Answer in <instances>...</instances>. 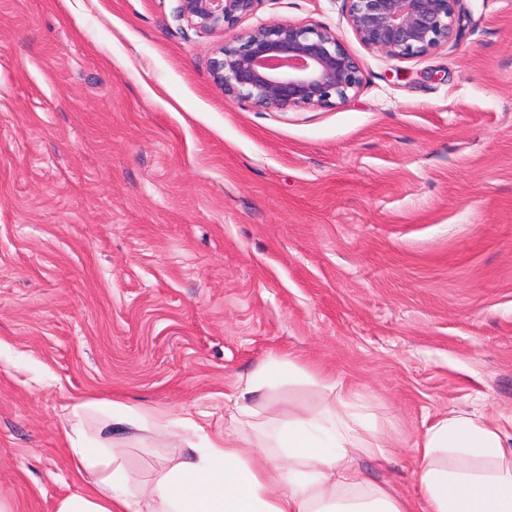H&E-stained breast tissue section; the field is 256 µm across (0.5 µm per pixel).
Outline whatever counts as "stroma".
I'll use <instances>...</instances> for the list:
<instances>
[{
	"instance_id": "1",
	"label": "stroma",
	"mask_w": 512,
	"mask_h": 512,
	"mask_svg": "<svg viewBox=\"0 0 512 512\" xmlns=\"http://www.w3.org/2000/svg\"><path fill=\"white\" fill-rule=\"evenodd\" d=\"M455 42L364 48L344 0H262L243 27L319 23L361 62L333 109L225 98L219 32L180 0H0V501L56 512L83 486L71 398L224 419L260 364L287 420L336 377L419 500L417 438L450 411L512 416V0H463ZM151 483L170 451L118 438Z\"/></svg>"
}]
</instances>
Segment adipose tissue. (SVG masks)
<instances>
[{
    "instance_id": "1",
    "label": "adipose tissue",
    "mask_w": 512,
    "mask_h": 512,
    "mask_svg": "<svg viewBox=\"0 0 512 512\" xmlns=\"http://www.w3.org/2000/svg\"><path fill=\"white\" fill-rule=\"evenodd\" d=\"M277 364L263 365L224 395L223 425L206 429L189 409L174 413L75 398L63 429L70 463L86 476L82 492L57 512H415L412 500L371 483L362 458H383L349 389L322 378L321 395L288 420L257 422L255 394L280 383ZM101 414L96 439L83 421ZM180 426L203 433L193 453L173 445L169 466L151 486L135 487L112 450L115 435ZM415 481L425 512H512V418L453 414L436 419L417 443ZM264 455L265 465L254 462Z\"/></svg>"
}]
</instances>
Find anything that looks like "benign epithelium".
Wrapping results in <instances>:
<instances>
[{"label":"benign epithelium","mask_w":512,"mask_h":512,"mask_svg":"<svg viewBox=\"0 0 512 512\" xmlns=\"http://www.w3.org/2000/svg\"><path fill=\"white\" fill-rule=\"evenodd\" d=\"M261 0H180L196 27L224 33L210 61L228 99L268 112L329 109L347 103L363 71L336 30L314 23H262L238 29ZM347 23L366 49L391 59L428 55L456 36L462 0H345Z\"/></svg>","instance_id":"obj_1"}]
</instances>
